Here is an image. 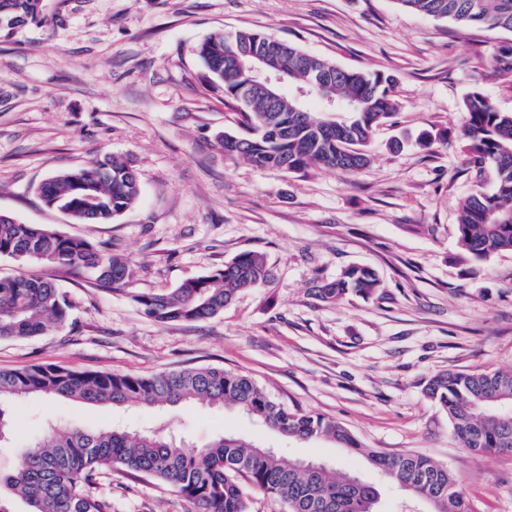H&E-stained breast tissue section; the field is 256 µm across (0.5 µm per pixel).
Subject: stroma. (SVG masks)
Wrapping results in <instances>:
<instances>
[{"label":"stroma","mask_w":512,"mask_h":512,"mask_svg":"<svg viewBox=\"0 0 512 512\" xmlns=\"http://www.w3.org/2000/svg\"><path fill=\"white\" fill-rule=\"evenodd\" d=\"M242 28L395 76L399 108L375 128L367 169L352 177L260 169L217 150L218 134L245 129L197 47ZM510 41V32L461 29L396 0H42L40 21L0 36V212L109 243L131 260L133 277L116 290L80 270L59 277L73 305L69 322L0 341V368L241 371L289 408L336 420L363 447L416 451L448 467L470 512H512V455L461 448L424 394L442 371L512 369V253L462 263L456 235L459 203L478 178L464 163L463 100L478 89L512 112V75L490 61ZM424 131L431 145L418 142ZM106 152L140 174L132 209L109 224H76L46 206L38 193L45 179ZM247 250L264 255L270 278L214 317L162 323L131 299ZM351 265L375 269L379 293L323 302L315 284ZM13 418L0 470L50 422L133 434L165 426L197 444L228 432L374 485L378 512H427L363 457L323 438H286L230 407L30 397ZM95 493L110 512L190 510L133 473L101 471Z\"/></svg>","instance_id":"1"}]
</instances>
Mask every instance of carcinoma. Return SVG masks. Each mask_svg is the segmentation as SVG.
Segmentation results:
<instances>
[{"mask_svg":"<svg viewBox=\"0 0 512 512\" xmlns=\"http://www.w3.org/2000/svg\"><path fill=\"white\" fill-rule=\"evenodd\" d=\"M37 0H0V32L37 21ZM412 13L448 20L460 28L481 27L512 32V0H396ZM255 46L271 54L281 74L296 87L322 85L314 98H331L351 113L338 121L330 113L310 112L307 101L284 95L271 102L248 87V58L239 49ZM198 55L224 96L240 106L246 136L224 134L218 148L224 158H243L262 168L298 172L317 167L336 171V161L354 174L369 166L374 127L391 117L398 103L391 95L393 78L345 68L312 56L270 33L240 29L204 40ZM491 62L512 73V43L499 45ZM461 137L479 180L460 202L457 241L460 260L483 262L512 253V113L500 111L480 90L464 99ZM141 193L139 174L121 157L104 155L83 168L60 171L40 187L45 203L76 223L110 224L134 206ZM0 257L37 262L57 271L85 270L94 284L122 287L131 262L104 243L61 234L50 227L24 224L0 213ZM268 276L258 252L237 254L208 275L188 278L174 288L139 293L134 301L158 322L199 321L224 311L239 293L260 287ZM381 281L364 266H351L333 281L317 286L332 303L354 293L377 294ZM71 304L52 278L19 272L0 277V341L41 335L47 326H62ZM425 395L448 416L461 447L482 454H512V372H442L432 377ZM41 396L151 409L206 401L231 406L285 436L302 440L330 438L364 457L410 497L431 506L430 512H469L460 479L448 468L416 452L387 454L364 448L354 435L321 414L288 409L249 375L222 367L170 370L150 376L85 371L53 364L0 369V443L14 435L12 405ZM104 469L137 472L182 496L192 512H248L252 493L283 502L288 512H377L375 486L341 478L331 467L297 465L278 454L231 434L189 445L175 435H132L109 430H56L31 439L12 470L0 472V512H13L11 496L27 512H107L93 492Z\"/></svg>","mask_w":512,"mask_h":512,"instance_id":"1","label":"carcinoma"}]
</instances>
